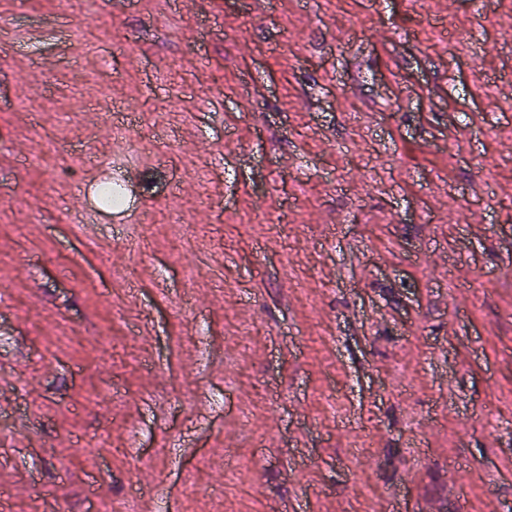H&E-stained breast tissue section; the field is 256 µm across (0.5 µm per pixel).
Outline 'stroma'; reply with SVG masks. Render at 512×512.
Listing matches in <instances>:
<instances>
[{
    "label": "stroma",
    "mask_w": 512,
    "mask_h": 512,
    "mask_svg": "<svg viewBox=\"0 0 512 512\" xmlns=\"http://www.w3.org/2000/svg\"><path fill=\"white\" fill-rule=\"evenodd\" d=\"M101 2L0 0L11 512L512 502V0Z\"/></svg>",
    "instance_id": "1"
}]
</instances>
